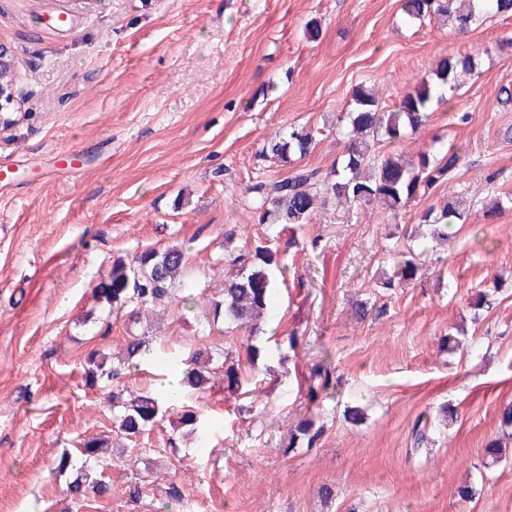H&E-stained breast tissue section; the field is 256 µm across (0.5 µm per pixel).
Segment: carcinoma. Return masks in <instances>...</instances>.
Here are the masks:
<instances>
[{
    "mask_svg": "<svg viewBox=\"0 0 512 512\" xmlns=\"http://www.w3.org/2000/svg\"><path fill=\"white\" fill-rule=\"evenodd\" d=\"M511 10L512 0H407L406 3L410 19L420 20L432 13L460 31L469 29L491 11ZM478 74L474 56L450 55L437 66L435 81L419 85L390 112L380 111L371 90L362 85L354 93V109L347 116L348 124L343 132L345 154L335 178H323L316 169H299L282 180L255 183L251 187L255 209L259 211L260 223L271 230V236L265 244L256 246L253 254L235 257L232 263L238 268L224 277L221 295L205 298L213 321L227 319L251 332L261 329L274 313L273 273L280 267L279 248L272 245L271 240L309 223L318 202L333 197L350 204L377 203L396 210L431 187L448 181L461 160L458 149L452 145L443 144L435 152H421L414 161L401 156H380L374 146L380 142L403 141L426 122L433 102H451L446 94L456 91L459 77ZM314 138L312 130L290 127L263 147L262 156L282 162L295 155L302 157L309 152ZM465 213L466 205L461 197L449 198L440 208L431 205L419 215L421 231L417 237L431 242L446 241L455 224L463 221ZM427 251L425 247L419 253L412 249L397 252L395 270L391 275L385 273L380 277L381 287L394 288L415 280L420 268L418 258ZM95 294L112 308H129L136 315L141 309L172 297L193 305L197 299L204 298V293L197 292L195 282L187 275L184 252L177 246L161 252L145 250L129 262L115 260L111 271L96 285ZM146 351L145 341L131 336L122 355L112 361L98 350L89 352L84 367L86 385L94 387L104 379L112 382L120 379L139 366ZM163 356L179 365L183 386L203 391L210 383L209 366L224 353L204 356L198 351L186 360L167 352ZM177 406L183 408L181 422L191 426L200 444H206L209 439L207 421L198 411L186 408L181 393L169 396L151 390L128 395L123 389L112 392V408L117 410L114 432L128 441L136 439L160 425L166 413ZM317 437L313 424L305 421L291 434L289 445L302 439L310 444ZM109 448L108 436L92 435L79 441L77 455L66 451L54 461V470L60 476L77 471L67 492L81 508L110 492L109 484L102 479L111 461ZM184 503L182 490L172 482L167 502L159 512H184Z\"/></svg>",
    "mask_w": 512,
    "mask_h": 512,
    "instance_id": "carcinoma-1",
    "label": "carcinoma"
}]
</instances>
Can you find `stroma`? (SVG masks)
<instances>
[{
    "label": "stroma",
    "mask_w": 512,
    "mask_h": 512,
    "mask_svg": "<svg viewBox=\"0 0 512 512\" xmlns=\"http://www.w3.org/2000/svg\"><path fill=\"white\" fill-rule=\"evenodd\" d=\"M407 0H0V45L16 61L17 123L0 135V512H78L53 460L111 434L110 385L86 386L90 350L146 337L151 357L124 380L153 389L155 357L223 349L241 389L213 375L187 405L212 427L198 457L177 413L120 441L111 492L79 512H157L166 479L189 512H512V12L460 33ZM451 54H471L448 104L384 154L456 144L453 177L395 211L328 200L280 238L277 306L251 334L177 300L114 312L95 286L114 260L182 247L213 296L230 261L263 242L250 193L300 168L329 176L337 119L359 86L391 111ZM316 130L307 155L259 152L288 127ZM78 147L79 168H58ZM464 198L466 221L424 255L417 280L386 289L389 245L407 247L428 206ZM503 199L492 209L493 199ZM373 306L366 316L357 304ZM457 333L458 348L442 345ZM451 406L430 443L411 427ZM357 408L358 420L347 417ZM320 434L289 447L299 421ZM506 454H490V442ZM152 471L138 500L129 488ZM472 495L460 498L458 489Z\"/></svg>",
    "instance_id": "35a3bbf8"
}]
</instances>
